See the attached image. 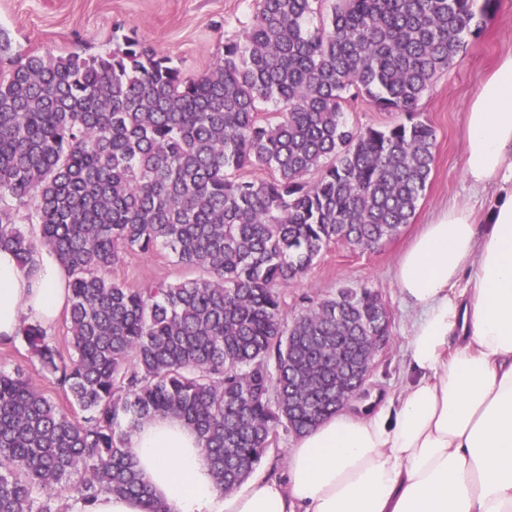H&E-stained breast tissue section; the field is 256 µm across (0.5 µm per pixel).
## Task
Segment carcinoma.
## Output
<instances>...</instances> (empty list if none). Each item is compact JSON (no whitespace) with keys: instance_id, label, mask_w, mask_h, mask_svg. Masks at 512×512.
<instances>
[{"instance_id":"carcinoma-1","label":"carcinoma","mask_w":512,"mask_h":512,"mask_svg":"<svg viewBox=\"0 0 512 512\" xmlns=\"http://www.w3.org/2000/svg\"><path fill=\"white\" fill-rule=\"evenodd\" d=\"M316 3L255 0L199 74L133 32L83 57L15 54L0 31V247L32 276L55 256L70 293V349L36 322L17 338L71 397L63 410L25 368L0 370V512L149 497L124 443L159 414L195 429L230 492L279 429L357 392L347 366L390 335L380 295L295 312L285 287L330 245L374 249L410 223L435 160L418 103L496 0H333L317 23ZM358 99L405 120L350 127ZM259 167L274 176L240 175ZM159 247L193 276L112 275Z\"/></svg>"}]
</instances>
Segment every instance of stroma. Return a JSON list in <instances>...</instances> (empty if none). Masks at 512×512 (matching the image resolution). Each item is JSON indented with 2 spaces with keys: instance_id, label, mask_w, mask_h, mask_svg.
Segmentation results:
<instances>
[{
  "instance_id": "stroma-1",
  "label": "stroma",
  "mask_w": 512,
  "mask_h": 512,
  "mask_svg": "<svg viewBox=\"0 0 512 512\" xmlns=\"http://www.w3.org/2000/svg\"><path fill=\"white\" fill-rule=\"evenodd\" d=\"M254 11L253 0H0V28L14 50L97 55L112 48L114 27L138 36L169 55L190 74L212 66L220 42L241 36ZM512 51V0H498L476 38L466 37L454 63L438 75L419 103L421 119L435 129V163L427 189L410 224L374 249L352 250L339 244L325 249L306 276L287 290L289 307H301L308 295L329 296L339 289L376 291L391 316L390 340L366 384L365 397L350 407L365 412L399 392L408 376L404 362L412 312L403 303L393 269L399 253L424 224L443 209L469 204L484 217L495 202L492 191L473 189L463 175L464 114L479 85L504 54ZM127 285L144 288L156 281L178 283L186 271L167 250L128 255L116 271ZM24 366L38 388L61 408L65 391L43 375L24 342L0 343V369Z\"/></svg>"
}]
</instances>
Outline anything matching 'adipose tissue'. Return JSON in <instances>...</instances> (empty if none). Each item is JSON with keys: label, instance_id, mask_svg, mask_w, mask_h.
Returning a JSON list of instances; mask_svg holds the SVG:
<instances>
[{"label": "adipose tissue", "instance_id": "1", "mask_svg": "<svg viewBox=\"0 0 512 512\" xmlns=\"http://www.w3.org/2000/svg\"><path fill=\"white\" fill-rule=\"evenodd\" d=\"M464 126V177L499 196L481 224L466 207L442 211L398 259L414 312L399 394L364 415L339 411L297 438L286 477L227 495L195 431L155 416L126 446L165 512H512V52ZM68 300L54 257L32 277L0 249V340L25 320L51 327Z\"/></svg>", "mask_w": 512, "mask_h": 512}]
</instances>
